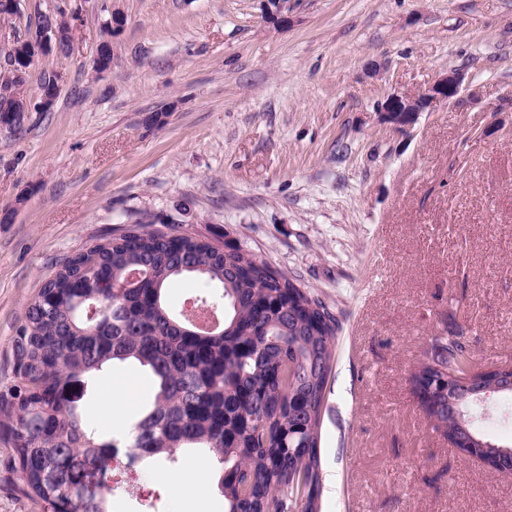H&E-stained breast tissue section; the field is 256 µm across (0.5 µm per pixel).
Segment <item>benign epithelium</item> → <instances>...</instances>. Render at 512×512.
<instances>
[{"label":"benign epithelium","instance_id":"7a95c632","mask_svg":"<svg viewBox=\"0 0 512 512\" xmlns=\"http://www.w3.org/2000/svg\"><path fill=\"white\" fill-rule=\"evenodd\" d=\"M290 9V0H263L264 14L273 23L282 25L288 23ZM79 21V11L71 7L64 15L58 16L56 23L41 27L39 34L14 46L11 69L16 86L19 87L26 82L30 67L36 60L47 55L52 47H61L64 40L72 42L73 30L78 26ZM463 81L464 74L457 70H450L418 94H393L378 104L376 110L378 121L394 129L403 130L413 125L420 113L431 108L433 104L456 97ZM13 100L16 113L4 118L0 123L6 127H12L24 119L31 109L27 99L21 94H15Z\"/></svg>","mask_w":512,"mask_h":512}]
</instances>
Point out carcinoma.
<instances>
[{
	"instance_id": "obj_1",
	"label": "carcinoma",
	"mask_w": 512,
	"mask_h": 512,
	"mask_svg": "<svg viewBox=\"0 0 512 512\" xmlns=\"http://www.w3.org/2000/svg\"><path fill=\"white\" fill-rule=\"evenodd\" d=\"M141 220L67 259L28 305L0 390V434L11 448L0 480L43 512H112L111 448L170 460L198 451L214 463L224 512H319L320 436L340 323L299 280L275 274L237 247ZM222 288L221 326L202 330L167 305L171 279ZM422 379H455L421 405L448 442L512 468V444L477 426L483 404L463 382L480 363L466 330L431 337ZM135 361L157 379L133 436L109 438L82 414V394L103 367ZM72 383L80 391L63 397Z\"/></svg>"
}]
</instances>
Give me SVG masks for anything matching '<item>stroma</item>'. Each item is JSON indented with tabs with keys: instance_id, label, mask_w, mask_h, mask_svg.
Returning a JSON list of instances; mask_svg holds the SVG:
<instances>
[{
	"instance_id": "35a3bbf8",
	"label": "stroma",
	"mask_w": 512,
	"mask_h": 512,
	"mask_svg": "<svg viewBox=\"0 0 512 512\" xmlns=\"http://www.w3.org/2000/svg\"><path fill=\"white\" fill-rule=\"evenodd\" d=\"M63 0H20L0 32L34 35ZM49 111L0 128V387L43 283L91 243L152 216L300 280L341 331L321 429V512H512V473L449 447L410 383L432 336L465 328L512 365V0H80ZM119 9L123 27L107 36ZM112 67L98 73V45ZM465 74L456 100L395 131L394 93ZM167 112L159 126L146 124ZM147 369L109 366L86 396L98 431L132 425ZM177 452L112 512H224L212 481L179 487Z\"/></svg>"
}]
</instances>
